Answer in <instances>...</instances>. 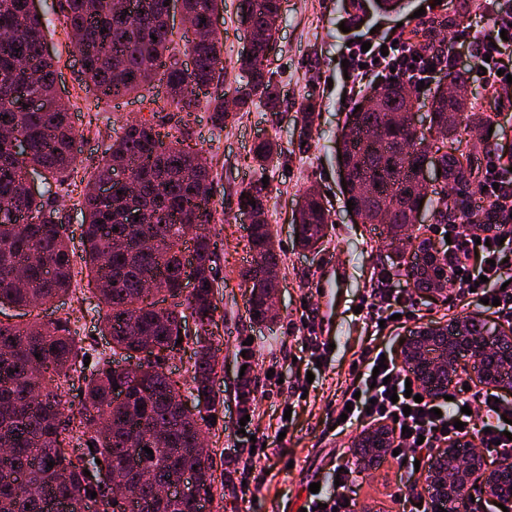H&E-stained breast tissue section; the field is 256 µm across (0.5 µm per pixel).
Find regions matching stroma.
Instances as JSON below:
<instances>
[{"label":"stroma","instance_id":"obj_1","mask_svg":"<svg viewBox=\"0 0 512 512\" xmlns=\"http://www.w3.org/2000/svg\"><path fill=\"white\" fill-rule=\"evenodd\" d=\"M428 0H406L394 14L376 10L372 0H282L283 20L268 64L276 71L281 88L277 110L253 104L248 111L230 110L223 127L213 126L206 107L183 113L165 110L166 126L188 133L191 144L202 150L215 176L214 219L206 230L216 235L220 262L214 284L217 303L214 339L220 340L218 373L214 389L220 404L208 430L216 475L205 500L206 512H298L308 484L329 485L341 461L350 460L359 427L341 434L329 428L330 402L339 398L350 378V366L366 346L370 333L356 308L372 289L378 267L411 261L412 249L402 248L373 225L362 224L343 208L338 175L337 134L348 104L339 99L342 87L338 50L345 40L368 35L373 27L400 26L402 31L429 25L431 16L420 14ZM37 9L47 22L46 48L56 58V88L73 105L72 120L81 138L78 173L91 175L111 145L112 124L123 117L147 118L151 100H163L165 89L154 85L144 94L119 101L96 99L87 87L79 58L73 53L68 29L59 22L58 0H38ZM359 22L349 31L339 28L349 15ZM224 51V89L232 91L239 72L236 61L246 47L240 0H224L219 18ZM481 111L496 115L498 128L490 142L495 147L512 145V103L500 102L494 90L470 83L464 90ZM315 102L313 124H306L303 103ZM262 139L276 141L282 150L277 162L261 168L247 157ZM265 182L268 202L265 219L281 254L280 287L274 299L276 323L253 322L248 315V291L242 274L252 259L250 227L238 211L237 194L252 183ZM313 188L325 194L333 225L318 250L301 249L292 224L294 209L303 191ZM82 187L60 192L56 205L63 216V230L75 252L83 250ZM344 270L346 281L334 304H327L319 290L322 280ZM395 281L407 300L412 318L387 337L390 350L415 327L448 323L464 310L450 304L449 291L426 296L415 291L404 276ZM16 323L33 319L45 322L69 320L73 336L91 361L109 359L110 339L100 333L98 296L88 279H81L73 293L36 308H7L0 312ZM322 322L321 339L330 349L322 357L304 346L306 316ZM249 384V402L240 399L242 384ZM306 387L297 398V387ZM290 419H283L284 408ZM251 427L271 435L287 428L288 435L277 452L283 461L267 471L244 473L250 444L240 431L242 416ZM291 468H284V461ZM408 488L400 482L396 459L384 456L379 465L359 478L356 512H402L401 497Z\"/></svg>","mask_w":512,"mask_h":512}]
</instances>
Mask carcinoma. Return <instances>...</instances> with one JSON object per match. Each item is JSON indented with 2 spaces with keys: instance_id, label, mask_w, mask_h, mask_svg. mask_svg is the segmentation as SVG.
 <instances>
[{
  "instance_id": "obj_1",
  "label": "carcinoma",
  "mask_w": 512,
  "mask_h": 512,
  "mask_svg": "<svg viewBox=\"0 0 512 512\" xmlns=\"http://www.w3.org/2000/svg\"><path fill=\"white\" fill-rule=\"evenodd\" d=\"M129 14L121 0H59L66 26L77 34L74 52L82 59L83 75L99 99L117 100L137 93L154 82L165 86L163 106L191 112L205 105L212 123L224 126V95L216 93L206 101L200 94L224 84L222 48L216 38L181 41L167 21V0H133ZM216 0H183L190 23L200 28ZM281 0H244L241 15L264 34L250 57L237 60L241 82L233 89L240 111L256 102L274 111L280 103L275 72L265 61L273 48L281 20ZM12 32L0 41V297L17 307L33 302L49 304L67 294L77 276L74 255L62 230V216L52 204V189L64 185L77 170L80 135L71 121L70 104L56 91V61L46 52L42 16L31 9V0H0V32ZM179 54L192 58V68L175 65ZM26 86L29 93L46 104L29 112L14 111L13 92ZM385 109L408 112L412 89L404 79L381 84ZM354 101L346 114L350 134L338 146L340 178L347 190L343 200L362 212L363 223L376 220L381 201H399L387 230L394 236L412 228L409 215L424 196L415 188L426 154L433 149L420 133L413 149L406 150L405 126L384 120L379 112H360ZM429 128L440 131L454 152L441 157L444 185L458 189L455 197L442 193L434 203L437 224H471L489 207L485 200L466 193L475 155L462 149L457 138L461 125L483 122L474 103L463 107L438 86L429 107ZM17 130L25 148L12 152L4 143L6 134ZM108 154L98 163L83 188L84 255L81 259L95 284L102 304V330L111 337L112 351H124L125 358L137 357L133 378L122 379L108 366L84 388L80 408L72 410L65 386L82 364L81 347L72 336L68 321L31 322L25 325L0 323V512H57L65 500L69 512H85L89 502L98 512H115L112 488L99 478L105 468L126 480L136 512H197L195 501L206 495L214 483L213 459L196 479L195 490L179 499L160 500L153 485L139 481L148 470L158 482L181 480L182 463L198 453L196 439L203 427L216 419L214 340L204 335L215 322V270L217 242L209 235L193 234L194 225L213 219L211 199L214 176L203 164L200 150L186 143L184 136L163 133L148 119L126 122L114 129ZM280 156L275 142H257L250 159L266 166ZM47 172L48 189L31 195L23 192L22 179L30 170ZM129 171L136 179V193L112 181L116 169ZM109 193H100L103 185ZM238 207L255 202L253 208L266 210L267 195L261 185L241 189ZM307 207L295 232L306 249L323 242L331 211L316 193H306ZM132 213L146 215L145 223L128 222ZM193 241L187 260L183 245ZM156 242L153 252H143L138 238ZM418 244L420 262L415 268L425 275L427 288H442L448 273L441 259ZM253 263L243 274L249 288L248 313L254 322L273 320L267 303L273 284L260 276L265 266H277L280 254L268 224L251 229ZM194 281L186 291L183 281ZM147 281L156 283L153 293L144 291ZM178 302L163 306L157 296ZM196 315L199 333L191 340L193 364L188 389L205 394L209 405L192 413L179 407L180 387L165 368V357L148 365L138 357L140 337L148 336L160 350L171 352L182 337L187 313ZM40 357H35V354ZM123 387V399H113L114 388ZM72 442L82 448L76 457L64 454L63 445ZM137 445V461L129 462L127 450ZM153 450V455L144 448ZM92 465L90 474L82 458ZM101 463H96V460ZM53 467H48V462ZM96 498H91V493Z\"/></svg>"
}]
</instances>
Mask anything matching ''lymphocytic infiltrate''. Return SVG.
<instances>
[{
	"label": "lymphocytic infiltrate",
	"instance_id": "1",
	"mask_svg": "<svg viewBox=\"0 0 512 512\" xmlns=\"http://www.w3.org/2000/svg\"><path fill=\"white\" fill-rule=\"evenodd\" d=\"M492 27L486 33L460 29L456 35L468 44L476 61L473 78L482 85L496 90L501 98L512 96V64L504 55L512 48V0H498L488 7ZM420 47L405 35L397 38L375 39L370 49H363L361 42L347 45L343 52L348 61L347 88L355 90L367 81L389 77L391 73L406 74L412 87L431 81L429 69L409 67L413 57L422 56ZM478 184L482 197L491 208L485 218L489 224L512 222V169L491 160L480 167ZM434 233L449 236L451 243L443 254L448 271V282L455 290L456 301L471 305L489 298L499 299L493 312L507 322H512V236L499 240L490 236L488 243H480V230L459 224H437ZM386 363L389 376L387 384L374 383L373 369ZM409 376L394 357H383L380 348L371 347L361 353L351 373V381L340 396L337 413L346 414L347 425L371 427L379 423L392 425L394 445L399 450L402 469L407 476H414L415 462H428L434 448L459 437L460 433H479L488 455L512 453V441L504 433L512 427V399L497 396L495 391H478L471 395L456 394L452 401H435L429 398L415 402L420 387L406 388ZM395 387V394H388V387ZM472 407V414H464V407ZM463 422V429H456V422ZM361 463H353L340 473V484L329 494L321 492L307 496V512H352L346 492L362 472Z\"/></svg>",
	"mask_w": 512,
	"mask_h": 512
}]
</instances>
